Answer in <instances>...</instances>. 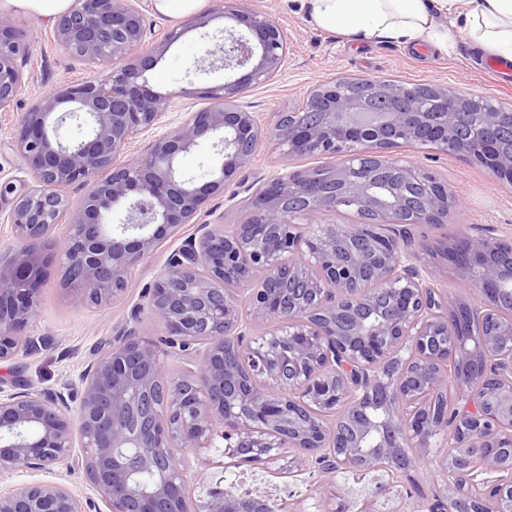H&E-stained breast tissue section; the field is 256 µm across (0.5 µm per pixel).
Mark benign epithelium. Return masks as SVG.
<instances>
[{"label":"benign epithelium","instance_id":"obj_1","mask_svg":"<svg viewBox=\"0 0 512 512\" xmlns=\"http://www.w3.org/2000/svg\"><path fill=\"white\" fill-rule=\"evenodd\" d=\"M212 18L234 26L205 56L217 54L224 69L243 74L205 89L208 107L118 167L114 160L159 123L175 97L154 90L147 73L182 33L164 31L159 41L145 42L146 6L132 0H74L56 18L54 40L103 70L39 98L18 125L14 146L34 185L7 216L16 245L0 254V361L40 347L27 329L45 283L43 248L59 224L68 226L59 254L67 284L100 305L126 290L131 271L191 223L262 140L289 157L334 163L323 174L307 168L270 178L250 198L246 223L203 224L170 254L141 308L163 323L168 354L189 363L183 373L165 375L156 346L130 329L100 344L75 410L61 390L0 388V471L51 474L74 463L107 512H196L187 452L218 439L224 454H244L263 467L284 460L290 475L313 463L324 474L363 473L397 460L396 481L429 461V448L451 433L452 447L481 464L458 483L448 474L450 461L440 460L434 510L481 512L491 494L501 512H512V464L487 452L512 448V318L496 316L501 302L512 304V261L498 258L512 240L483 228L436 243L434 259L453 265L465 286L479 287L487 327L471 348L455 340L434 345L448 321L461 322L473 304L439 287L436 271L409 246L410 232L415 224L448 223L461 203L448 183L391 154L411 143L446 153L452 144L455 156L512 184V108L435 88L441 111L431 112L419 88L372 78L360 96L333 79L309 92L311 111L282 112L263 124L235 101L281 68L280 26L248 0H212L186 28ZM28 55L22 33L0 16L1 112L24 84ZM63 104L70 108L56 114ZM472 105L482 107L477 135L458 142L463 109ZM72 118L89 126L85 137L63 143L49 133ZM206 141L222 156L220 175L196 185L178 173L176 160ZM381 169L419 186L421 195L396 194L379 180ZM116 207L126 219L114 229L105 216ZM344 210L372 211L377 220L303 223L310 211ZM229 279L259 287L243 299L224 290ZM245 308L281 331L252 338ZM454 359L470 370L453 378L463 406L450 430L425 410L423 397L448 386L441 366ZM259 377L265 385L256 384ZM144 472L155 476L146 488L137 481ZM202 508L302 512L220 481ZM0 512L101 510L62 482L38 480L1 489Z\"/></svg>","mask_w":512,"mask_h":512}]
</instances>
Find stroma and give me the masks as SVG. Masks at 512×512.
<instances>
[{"label":"stroma","mask_w":512,"mask_h":512,"mask_svg":"<svg viewBox=\"0 0 512 512\" xmlns=\"http://www.w3.org/2000/svg\"><path fill=\"white\" fill-rule=\"evenodd\" d=\"M252 8L276 18L288 45L286 60L269 81L252 86L237 98L245 111L270 121L281 112L302 106L317 84L336 77L378 78L410 86L455 87L486 96L494 103L512 106V82L499 80L486 67V56L473 51L466 36H458L447 51L428 48L415 50L393 41L359 45L347 38L312 27L297 0H250ZM22 31L32 51L28 78L8 111L0 112V252L14 246L10 225L5 224L16 193L33 183L32 173L15 150L14 136L23 113L44 95L64 86L87 80L96 74L93 66L75 59L50 37L51 24L38 16L0 10ZM224 19L211 20L206 31L223 28ZM203 31V32H206ZM203 32L193 30L175 42L149 75L153 89L174 92L175 97L160 124L142 134L130 148L131 155L144 153L156 136L178 126L189 114L208 106L203 89L222 84L227 76L220 67L203 64ZM397 156L414 161L447 181L461 201V207L447 224L421 225L414 230L413 247L424 251L426 244L444 235L476 232L491 225L499 235L512 237V185L499 182L488 170L426 148H400ZM317 158L291 159L274 142L260 144L251 161L225 187L210 197L202 211L179 234L168 238L130 275L126 291L102 305L87 303L76 292L65 289L62 271L51 267L42 290L41 305L30 333L43 337L45 345L31 356H18L0 362V388L11 390L21 379L37 390H57L70 386L72 395L81 392V376L94 358L100 343L136 328L157 346L165 344L162 324L141 311L143 296L163 271L169 254L184 237L198 232L204 224H239L245 221V205L250 196L273 175L320 166ZM443 456L431 449L430 466L414 470L412 481H401L395 492H379L387 482V472L361 475L340 470L324 476L310 468L295 477L283 474L277 465L263 468L242 463L231 466L223 448H196L189 457L197 467L192 487L196 504L207 500L212 482L223 478L240 481L244 490L255 495L300 504L303 512L316 507L345 505L348 512H363L369 501H376L379 512H428L434 502L438 482L432 468Z\"/></svg>","instance_id":"obj_1"}]
</instances>
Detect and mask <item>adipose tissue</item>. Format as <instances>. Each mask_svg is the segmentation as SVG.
<instances>
[{
  "mask_svg": "<svg viewBox=\"0 0 512 512\" xmlns=\"http://www.w3.org/2000/svg\"><path fill=\"white\" fill-rule=\"evenodd\" d=\"M309 23L356 43L454 46L512 61V0H302Z\"/></svg>",
  "mask_w": 512,
  "mask_h": 512,
  "instance_id": "adipose-tissue-1",
  "label": "adipose tissue"
}]
</instances>
